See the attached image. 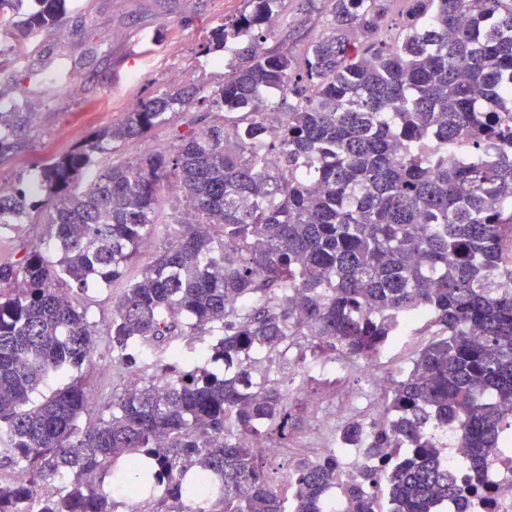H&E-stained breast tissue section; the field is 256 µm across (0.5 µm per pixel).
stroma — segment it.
<instances>
[{
  "instance_id": "stroma-1",
  "label": "stroma",
  "mask_w": 512,
  "mask_h": 512,
  "mask_svg": "<svg viewBox=\"0 0 512 512\" xmlns=\"http://www.w3.org/2000/svg\"><path fill=\"white\" fill-rule=\"evenodd\" d=\"M243 0H68L64 26L67 37L56 42L41 32L21 38L22 54L11 57L0 72V96L5 111L21 112L26 125L12 147L0 152V189L10 192L35 185L43 160L67 152L92 132L122 121L137 102L175 86H205L214 90L224 81L223 53L205 50L212 31L239 16ZM327 24L320 0H284L276 35L264 47L300 55ZM219 112L194 104L171 115L141 140L115 146L101 155L100 164L131 161L145 151L173 153L186 131L222 120ZM183 192L169 183L156 203L152 236L124 277L111 288L78 295L91 321L102 322L127 283L136 280L160 247L176 237L174 222ZM427 336H405L373 359L367 371L348 370L335 392L302 388L291 404L303 409V422L279 457L283 468L313 458L327 447L337 423L368 414L384 399L405 371Z\"/></svg>"
}]
</instances>
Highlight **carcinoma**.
<instances>
[{"label":"carcinoma","instance_id":"1","mask_svg":"<svg viewBox=\"0 0 512 512\" xmlns=\"http://www.w3.org/2000/svg\"><path fill=\"white\" fill-rule=\"evenodd\" d=\"M0 0L20 34L60 32L66 0ZM212 32L231 74L207 95L224 121L98 171L113 142L144 138L200 89L139 102L120 123L45 160L35 200L0 194V228L47 225L52 250L21 247L0 264V454L30 474L0 482V512H434L443 499L492 495L440 466L448 431L476 466L512 452V0H408L397 32L387 0H325L326 31L298 59L257 51L281 0ZM288 111L271 128L266 94ZM0 112V151L22 128ZM274 155L276 166L265 165ZM186 207L162 248L112 306L106 336L117 375L129 354L175 338L214 336L180 370V351L151 374L112 387L89 413L86 368L98 325L60 285L85 293L122 279L155 224L164 183ZM422 323L431 339L394 382L384 413L336 437L389 468L342 479L329 448L273 483L268 458L242 436L288 447V370L314 390L321 360L368 362ZM70 381L46 395L57 378ZM65 478L63 490L42 487Z\"/></svg>","mask_w":512,"mask_h":512}]
</instances>
